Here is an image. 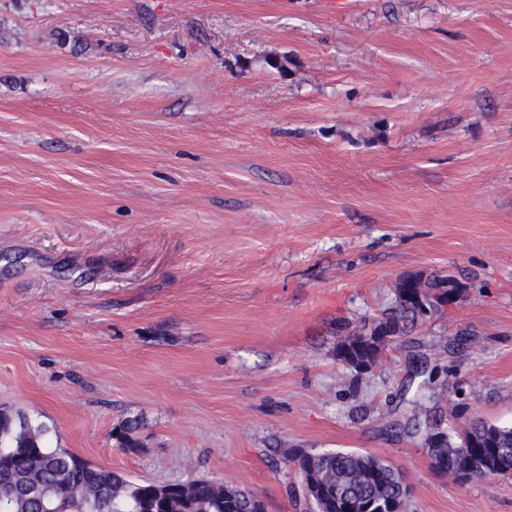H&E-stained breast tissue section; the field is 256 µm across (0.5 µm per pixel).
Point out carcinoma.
<instances>
[{
  "label": "carcinoma",
  "mask_w": 512,
  "mask_h": 512,
  "mask_svg": "<svg viewBox=\"0 0 512 512\" xmlns=\"http://www.w3.org/2000/svg\"><path fill=\"white\" fill-rule=\"evenodd\" d=\"M422 299L394 298L364 326L337 330L335 355L353 377L371 372L379 358L408 328L441 312L450 295L461 290L449 276L416 277ZM463 425L445 426L448 441L434 446L435 430L421 433L433 472L460 485L493 476L512 475V426H496L466 417L456 405ZM144 425L140 415L126 418L115 429L120 447L139 446L135 433ZM48 428L22 411L0 410V512H264L250 490L226 486L208 478L184 482L133 481L94 466L75 454L52 448ZM284 464L298 472L305 512H409L410 486L391 462L357 451L312 453L291 449Z\"/></svg>",
  "instance_id": "cac0c4a2"
}]
</instances>
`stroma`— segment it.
<instances>
[{"mask_svg": "<svg viewBox=\"0 0 512 512\" xmlns=\"http://www.w3.org/2000/svg\"><path fill=\"white\" fill-rule=\"evenodd\" d=\"M433 274L459 300L353 379L337 326ZM418 355L453 373L415 408ZM459 389L512 425V0H0V408L264 512H297L291 448L512 512V476L458 485L398 429ZM144 425V419L141 415L127 417L115 429L114 436L121 448H138L139 443L135 438V433L138 432Z\"/></svg>", "mask_w": 512, "mask_h": 512, "instance_id": "obj_1", "label": "stroma"}]
</instances>
